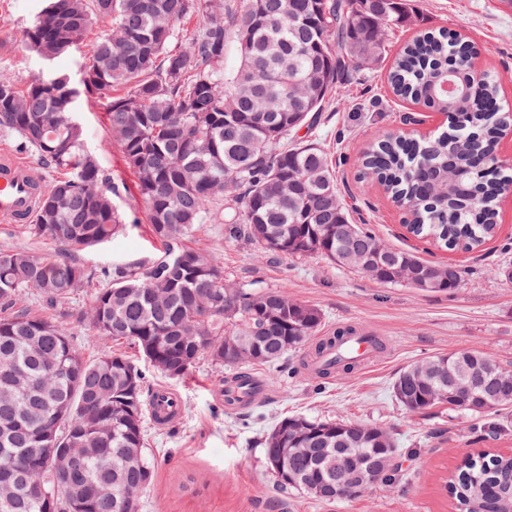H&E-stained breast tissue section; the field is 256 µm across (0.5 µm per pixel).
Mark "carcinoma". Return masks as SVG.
<instances>
[{"label": "carcinoma", "instance_id": "obj_1", "mask_svg": "<svg viewBox=\"0 0 512 512\" xmlns=\"http://www.w3.org/2000/svg\"><path fill=\"white\" fill-rule=\"evenodd\" d=\"M203 15L195 36L180 22ZM405 0H46L31 21L24 48L51 62L85 48L81 78L38 75L24 88L0 72V132L16 136L37 159L60 172L40 186L36 239L76 249L110 242L123 230L115 190L87 153L73 112L81 96L103 105L124 164L135 176L152 240L160 255L121 263L100 276L72 260H44L24 249L0 250V472L13 481L0 512H127L119 496L149 487L144 375L129 357L111 352L87 361L72 333L28 309L31 292L51 307L72 302L95 279L89 335L132 346L171 380L203 357L237 370L275 364L315 343L327 379L350 373L346 351L357 328L320 335L323 315L280 290H259L224 278L215 260L188 245L204 224L241 230L265 253L320 256L359 270L383 285L432 275L424 290L462 286L456 266L430 264L412 251L382 244L353 222L342 202L330 146L311 133L337 87L386 51L391 31L406 21ZM112 28L87 40L93 24ZM233 43L238 64L224 55ZM470 41L446 29L405 43L388 74L392 93L448 115L450 130L434 138L383 132L364 149L361 173L406 215L410 231L451 251H472L492 237L498 199L512 169L498 153L506 117L497 81L469 77ZM120 87L123 92L114 95ZM455 161L465 170L461 194L439 183ZM247 337L255 353L224 362V345ZM469 396L460 403L456 391ZM407 410L440 405L482 416L512 404V373L474 349H457L403 368L392 384ZM290 452L275 457L281 437ZM277 486L334 502L327 489L353 476L363 489L388 484L397 470L395 436L383 427L288 416L260 438ZM75 448L68 482L60 484L57 452ZM43 487L40 501L30 489ZM445 487L456 512H512V457L470 459Z\"/></svg>", "mask_w": 512, "mask_h": 512}]
</instances>
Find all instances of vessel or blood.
I'll list each match as a JSON object with an SVG mask.
<instances>
[{"instance_id": "vessel-or-blood-1", "label": "vessel or blood", "mask_w": 512, "mask_h": 512, "mask_svg": "<svg viewBox=\"0 0 512 512\" xmlns=\"http://www.w3.org/2000/svg\"><path fill=\"white\" fill-rule=\"evenodd\" d=\"M39 179L30 165L12 158L0 159V220L11 224L31 222L36 207ZM177 411L176 398L157 390L149 405L155 425L166 426Z\"/></svg>"}]
</instances>
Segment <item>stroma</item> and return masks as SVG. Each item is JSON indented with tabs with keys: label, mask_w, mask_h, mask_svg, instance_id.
<instances>
[{
	"label": "stroma",
	"mask_w": 512,
	"mask_h": 512,
	"mask_svg": "<svg viewBox=\"0 0 512 512\" xmlns=\"http://www.w3.org/2000/svg\"><path fill=\"white\" fill-rule=\"evenodd\" d=\"M43 6L44 0H0V71L21 86L40 74L65 73L76 80L82 70L81 50L51 63L23 50L25 31ZM406 10L408 21L390 35L385 57L338 89L311 139L330 142L337 187L356 223L367 225L383 243L416 251L424 261L460 266L464 288L432 293L382 285L318 256L267 255L247 238L231 236L223 225H203L191 244L214 256L228 278L286 291L323 313L324 333L359 325L380 336L385 348L371 367L329 379L288 373L296 361L292 355L285 364L253 368V375L270 387L263 400L240 409L225 408L226 371L209 361H200L179 380L147 368L149 389L176 392L181 412L168 426L152 431L148 455L155 476L140 497L139 512H451L443 489L448 474L475 449L512 448V406L492 415L499 431L489 440L485 430L490 421L444 406L413 413L392 394V383L406 365L459 348L481 350L512 370V281L499 275L502 266H512V193L499 199L495 236L480 250L464 253L410 234L400 208L358 176L360 155L377 134L404 128L432 137L448 126L443 113L395 97L387 83L395 54L422 31L466 35L481 50V69L500 80L502 107L512 109V10L500 0H406ZM75 118L107 186L118 189L113 203L125 224L116 241L76 252V260L100 271L116 262L148 259L156 247L145 209L102 106L81 97ZM11 247L28 248L46 260L64 253L61 244L31 237L26 225L0 223V250ZM297 414L389 429L399 445L392 482L333 503L280 490L264 466L258 440L278 419Z\"/></svg>",
	"instance_id": "1"
}]
</instances>
